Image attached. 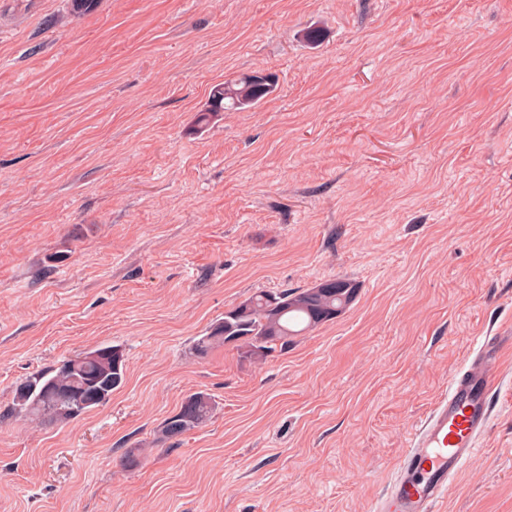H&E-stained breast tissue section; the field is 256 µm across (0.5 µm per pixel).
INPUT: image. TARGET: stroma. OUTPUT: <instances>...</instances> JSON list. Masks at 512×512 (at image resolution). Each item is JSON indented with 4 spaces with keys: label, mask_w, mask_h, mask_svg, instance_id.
Listing matches in <instances>:
<instances>
[{
    "label": "stroma",
    "mask_w": 512,
    "mask_h": 512,
    "mask_svg": "<svg viewBox=\"0 0 512 512\" xmlns=\"http://www.w3.org/2000/svg\"><path fill=\"white\" fill-rule=\"evenodd\" d=\"M251 71L274 95L197 128ZM337 277L349 309L265 363L193 352L253 293ZM506 324L512 0H0V512H370ZM101 345L110 401L12 414ZM505 360L439 512H512ZM193 393L212 418L160 441ZM124 379L122 351L116 346L101 345L32 375L16 388L13 409L41 423L68 422L103 404L86 393L103 391L110 400ZM103 397L99 394L97 399Z\"/></svg>",
    "instance_id": "1"
}]
</instances>
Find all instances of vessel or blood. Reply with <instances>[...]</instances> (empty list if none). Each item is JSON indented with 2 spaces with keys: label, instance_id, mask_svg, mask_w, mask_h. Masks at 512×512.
Returning a JSON list of instances; mask_svg holds the SVG:
<instances>
[{
  "label": "vessel or blood",
  "instance_id": "obj_1",
  "mask_svg": "<svg viewBox=\"0 0 512 512\" xmlns=\"http://www.w3.org/2000/svg\"><path fill=\"white\" fill-rule=\"evenodd\" d=\"M501 358L500 337H485L477 353L453 375L432 411L412 430L408 448L374 512H437L490 425Z\"/></svg>",
  "mask_w": 512,
  "mask_h": 512
}]
</instances>
